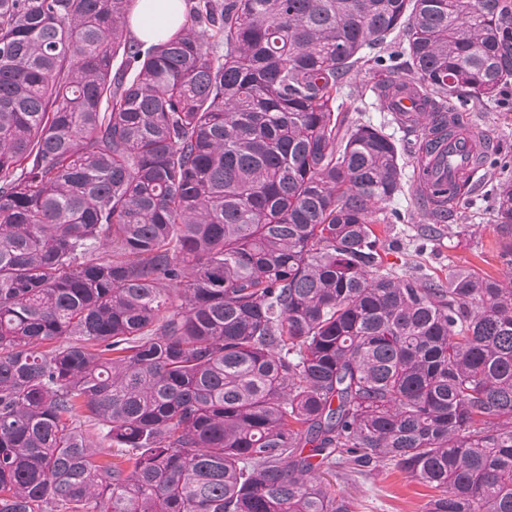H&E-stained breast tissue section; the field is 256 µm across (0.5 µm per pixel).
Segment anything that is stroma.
<instances>
[{
	"label": "stroma",
	"mask_w": 512,
	"mask_h": 512,
	"mask_svg": "<svg viewBox=\"0 0 512 512\" xmlns=\"http://www.w3.org/2000/svg\"><path fill=\"white\" fill-rule=\"evenodd\" d=\"M375 81L374 71L367 68L349 75L345 110L347 126L369 124L380 128L404 150L402 173L406 189L387 204L388 211L398 213L400 219L376 227L379 235L402 241L401 249L386 251V265L442 283L447 282L449 270L473 265L497 278L507 276L508 270L497 254L494 218L492 187L498 180V166L488 163L477 171L462 196L450 204L448 221L433 224L412 190L416 158L405 150L401 126L392 121L390 113L384 111L373 96L371 88ZM462 119L478 124L486 138L495 141L499 152L512 156V101L491 106L468 103L462 111ZM430 226L435 233L429 237L425 230ZM321 477L335 495L351 503L353 512H425L432 494L430 488L390 466L362 472L325 471Z\"/></svg>",
	"instance_id": "obj_1"
}]
</instances>
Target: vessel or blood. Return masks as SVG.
Here are the masks:
<instances>
[{
  "label": "vessel or blood",
  "instance_id": "b4317fda",
  "mask_svg": "<svg viewBox=\"0 0 512 512\" xmlns=\"http://www.w3.org/2000/svg\"><path fill=\"white\" fill-rule=\"evenodd\" d=\"M493 143L474 127L457 131L434 143L417 165L418 177L414 187L421 202H429L431 186L441 187L457 181L474 169L479 159L489 154Z\"/></svg>",
  "mask_w": 512,
  "mask_h": 512
}]
</instances>
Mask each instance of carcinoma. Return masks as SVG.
Returning <instances> with one entry per match:
<instances>
[{
    "label": "carcinoma",
    "instance_id": "cac0c4a2",
    "mask_svg": "<svg viewBox=\"0 0 512 512\" xmlns=\"http://www.w3.org/2000/svg\"><path fill=\"white\" fill-rule=\"evenodd\" d=\"M134 2L0 0V512H353L315 471L380 464L512 512V276L384 265L401 153L342 101L369 64L429 144L512 82V0H198L146 48Z\"/></svg>",
    "mask_w": 512,
    "mask_h": 512
}]
</instances>
